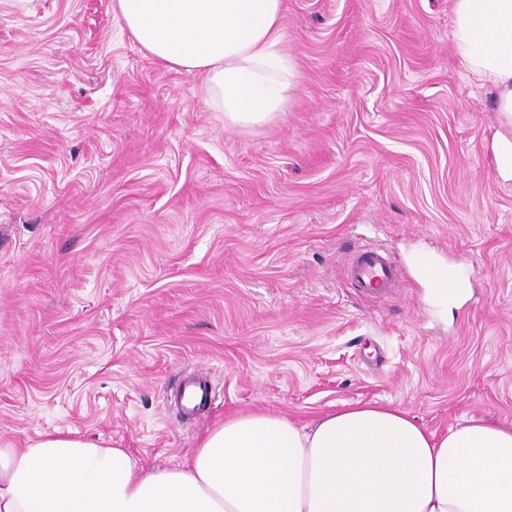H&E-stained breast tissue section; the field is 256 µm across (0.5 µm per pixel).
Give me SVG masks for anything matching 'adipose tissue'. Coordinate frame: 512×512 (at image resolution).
I'll return each mask as SVG.
<instances>
[{"label": "adipose tissue", "mask_w": 512, "mask_h": 512, "mask_svg": "<svg viewBox=\"0 0 512 512\" xmlns=\"http://www.w3.org/2000/svg\"><path fill=\"white\" fill-rule=\"evenodd\" d=\"M152 59L200 76L226 123L272 122L298 73L284 0H117ZM463 66L494 91L496 169L512 179V0H453ZM0 512H512V428L459 420L443 435L405 410L343 404L311 424L225 417L182 463L144 467L75 432L0 445Z\"/></svg>", "instance_id": "adipose-tissue-1"}]
</instances>
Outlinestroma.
Returning a JSON list of instances; mask_svg holds the SVG:
<instances>
[{
  "label": "stroma",
  "instance_id": "1",
  "mask_svg": "<svg viewBox=\"0 0 512 512\" xmlns=\"http://www.w3.org/2000/svg\"><path fill=\"white\" fill-rule=\"evenodd\" d=\"M452 5L285 0L299 89L244 128L115 0H0V443L76 430L165 464L231 414L355 402L512 427V181ZM365 247L393 294L344 278ZM202 381L192 377L185 380L180 387V399L189 415H195L197 408L208 399V390Z\"/></svg>",
  "mask_w": 512,
  "mask_h": 512
}]
</instances>
